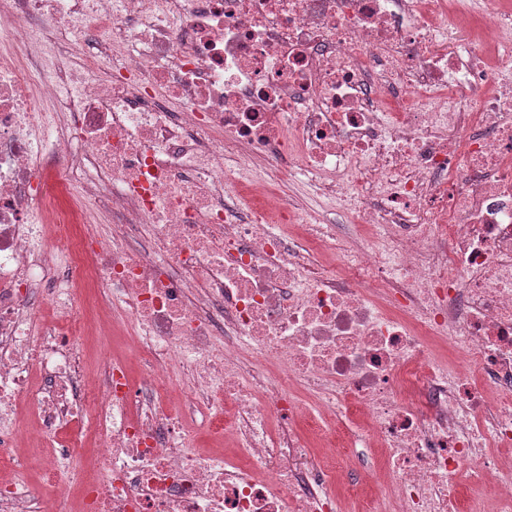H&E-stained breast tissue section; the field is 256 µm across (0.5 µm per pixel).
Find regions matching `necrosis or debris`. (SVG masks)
<instances>
[{
    "label": "necrosis or debris",
    "mask_w": 512,
    "mask_h": 512,
    "mask_svg": "<svg viewBox=\"0 0 512 512\" xmlns=\"http://www.w3.org/2000/svg\"><path fill=\"white\" fill-rule=\"evenodd\" d=\"M511 447L512 0H0V512H512ZM295 195L304 206L322 210L325 215H329L340 230H347L349 225L352 224L347 217L344 218V216L338 212L339 209H336V205L323 197L308 194L306 188L301 185L297 188ZM84 341V364L87 369H96L99 361L104 356H119L122 353V343L119 337L108 336L106 339L85 338Z\"/></svg>",
    "instance_id": "obj_1"
}]
</instances>
